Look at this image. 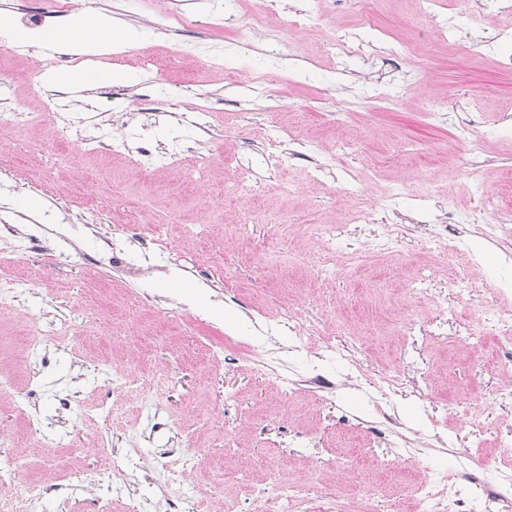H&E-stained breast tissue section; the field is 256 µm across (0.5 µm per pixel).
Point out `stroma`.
Returning <instances> with one entry per match:
<instances>
[{"label": "stroma", "mask_w": 512, "mask_h": 512, "mask_svg": "<svg viewBox=\"0 0 512 512\" xmlns=\"http://www.w3.org/2000/svg\"><path fill=\"white\" fill-rule=\"evenodd\" d=\"M67 17L97 11L135 31L118 54L42 53L33 72L0 41V98L39 122L0 129V203L38 248L0 241V378L38 390L26 413L0 396V454L27 479L56 484L71 470L119 463L109 483L65 498L45 495L35 512H112L148 501L168 512H260L250 490L267 465L281 480L351 496L370 484L382 512L426 471L459 473V440L512 479V402L499 386L512 360L481 320L512 315V259L486 236L478 214L453 242L428 246L446 212L475 211L480 182L512 208V11L493 0H281L259 18V0H66ZM455 26L457 52L437 36ZM359 43L344 56L336 34ZM136 71L138 83L67 88L71 131L45 107L53 73L74 66ZM209 112L199 138L179 121ZM104 132L157 156L150 169L111 150H89L88 113ZM471 138H464V131ZM365 201L394 225L396 241L341 239L322 266L315 223L353 227ZM135 239L158 232L167 253L141 273L113 266V227ZM368 261H359V253ZM180 287H172V279ZM448 333L433 337L440 315ZM324 336L345 330L368 376L404 370L431 396L400 397L403 436L421 448L405 466L373 426L381 406L347 385L340 363L315 341L291 350L284 336L242 358L255 326L290 316ZM55 332L56 344L42 346ZM337 386L303 384L312 371ZM205 449L195 458L191 449ZM337 468L322 470L316 449Z\"/></svg>", "instance_id": "obj_1"}]
</instances>
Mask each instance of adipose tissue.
I'll use <instances>...</instances> for the list:
<instances>
[{
    "label": "adipose tissue",
    "instance_id": "ef3b65f1",
    "mask_svg": "<svg viewBox=\"0 0 512 512\" xmlns=\"http://www.w3.org/2000/svg\"><path fill=\"white\" fill-rule=\"evenodd\" d=\"M0 33L14 43L33 40L45 50H53L66 44L86 53L127 46L136 39L134 31L116 26L111 18L105 15H94L78 23L70 22L34 36L18 29L9 15L0 13Z\"/></svg>",
    "mask_w": 512,
    "mask_h": 512
}]
</instances>
